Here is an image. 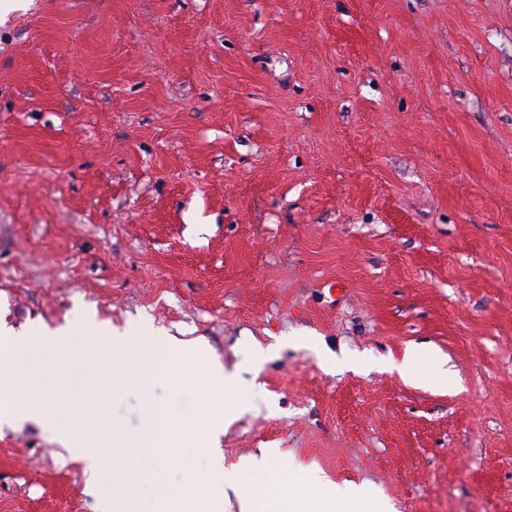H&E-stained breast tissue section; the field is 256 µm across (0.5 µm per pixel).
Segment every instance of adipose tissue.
<instances>
[{"instance_id": "ef3b65f1", "label": "adipose tissue", "mask_w": 512, "mask_h": 512, "mask_svg": "<svg viewBox=\"0 0 512 512\" xmlns=\"http://www.w3.org/2000/svg\"><path fill=\"white\" fill-rule=\"evenodd\" d=\"M230 482L223 464H215L204 478L188 477L183 486L170 490L162 512H223L224 488Z\"/></svg>"}]
</instances>
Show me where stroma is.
<instances>
[{"instance_id":"1","label":"stroma","mask_w":512,"mask_h":512,"mask_svg":"<svg viewBox=\"0 0 512 512\" xmlns=\"http://www.w3.org/2000/svg\"><path fill=\"white\" fill-rule=\"evenodd\" d=\"M154 341L148 391L16 362L138 435L235 414L131 512L266 456L277 488L512 512V0H0V324ZM204 353L180 364L179 347ZM418 349V375L399 366ZM0 512H96L84 465L0 431Z\"/></svg>"}]
</instances>
